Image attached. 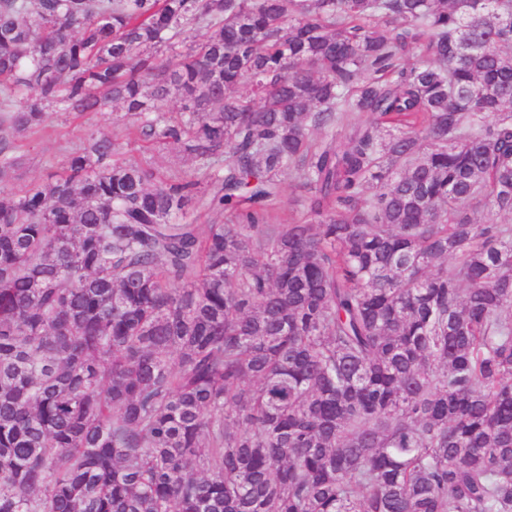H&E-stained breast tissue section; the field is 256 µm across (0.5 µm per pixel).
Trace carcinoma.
I'll return each instance as SVG.
<instances>
[{
    "instance_id": "1",
    "label": "carcinoma",
    "mask_w": 512,
    "mask_h": 512,
    "mask_svg": "<svg viewBox=\"0 0 512 512\" xmlns=\"http://www.w3.org/2000/svg\"><path fill=\"white\" fill-rule=\"evenodd\" d=\"M0 92L195 164L0 140V512H512V0H0ZM45 125L33 132L16 134L13 146L18 165L12 172L11 185L21 187L34 181L46 180L63 171L69 156L91 133H104L123 144L125 157L147 162L170 172L192 171L193 164L176 147L158 153L127 144L126 126L130 119L121 105L114 104L105 112H88L76 117L60 108L48 110ZM300 196V192L295 184L285 176L283 178V191L281 196V217L283 224L296 220L300 217V213L296 210L295 200Z\"/></svg>"
}]
</instances>
